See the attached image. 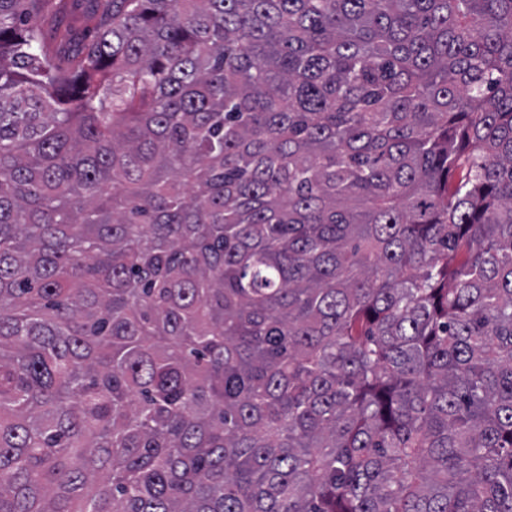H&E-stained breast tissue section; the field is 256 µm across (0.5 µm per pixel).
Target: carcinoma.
Returning <instances> with one entry per match:
<instances>
[{
    "instance_id": "1",
    "label": "carcinoma",
    "mask_w": 512,
    "mask_h": 512,
    "mask_svg": "<svg viewBox=\"0 0 512 512\" xmlns=\"http://www.w3.org/2000/svg\"><path fill=\"white\" fill-rule=\"evenodd\" d=\"M0 512H512V0H0Z\"/></svg>"
}]
</instances>
